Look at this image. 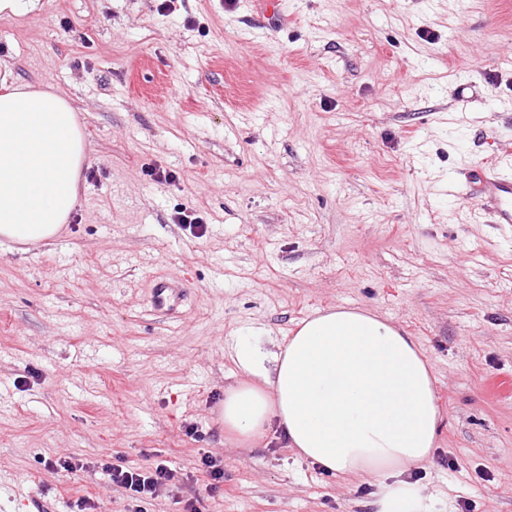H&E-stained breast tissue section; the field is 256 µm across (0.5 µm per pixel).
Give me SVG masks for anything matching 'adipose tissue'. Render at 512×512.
<instances>
[{
  "label": "adipose tissue",
  "instance_id": "adipose-tissue-1",
  "mask_svg": "<svg viewBox=\"0 0 512 512\" xmlns=\"http://www.w3.org/2000/svg\"><path fill=\"white\" fill-rule=\"evenodd\" d=\"M12 76L0 59V239L46 243L77 206L86 142L65 94ZM237 359L247 378L224 392L225 435L251 444L278 430L299 457L373 478L370 512H431L405 474L431 461L441 413L432 369L400 326L336 307L303 320L276 351L244 344Z\"/></svg>",
  "mask_w": 512,
  "mask_h": 512
}]
</instances>
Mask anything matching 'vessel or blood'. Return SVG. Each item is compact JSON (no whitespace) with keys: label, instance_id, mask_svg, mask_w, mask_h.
<instances>
[{"label":"vessel or blood","instance_id":"vessel-or-blood-1","mask_svg":"<svg viewBox=\"0 0 512 512\" xmlns=\"http://www.w3.org/2000/svg\"><path fill=\"white\" fill-rule=\"evenodd\" d=\"M467 195L475 209L491 223L512 225V176L503 173L493 161L474 164L467 173ZM181 280L160 279L152 289L155 310L169 311L181 300Z\"/></svg>","mask_w":512,"mask_h":512}]
</instances>
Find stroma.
Listing matches in <instances>:
<instances>
[{"label":"stroma","instance_id":"1","mask_svg":"<svg viewBox=\"0 0 512 512\" xmlns=\"http://www.w3.org/2000/svg\"><path fill=\"white\" fill-rule=\"evenodd\" d=\"M266 2L43 0L0 20L15 78L77 109L89 171L54 240H0V512L84 494L125 512L106 458L186 474L149 512H365L370 477L218 420L237 344L273 349L330 307L422 345L443 422L413 477L433 512H512V226L448 190L480 160L512 167V0ZM159 276L185 286L176 315L151 307ZM197 469L208 478V487L217 490L224 482L223 460L213 456L209 452L200 453ZM40 463L44 464V467L50 471H54L56 473H66L67 475H77V473L85 471L90 468V463L84 461L82 458L73 456V457H59L56 459L52 458H44L40 459Z\"/></svg>","mask_w":512,"mask_h":512}]
</instances>
